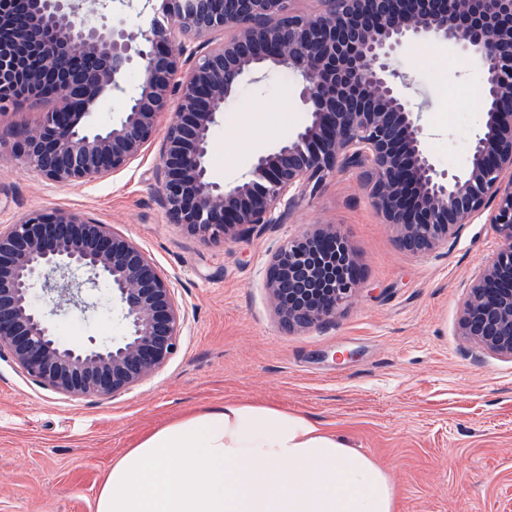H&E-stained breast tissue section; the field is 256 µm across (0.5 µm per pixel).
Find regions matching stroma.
I'll return each instance as SVG.
<instances>
[{
  "instance_id": "35a3bbf8",
  "label": "stroma",
  "mask_w": 512,
  "mask_h": 512,
  "mask_svg": "<svg viewBox=\"0 0 512 512\" xmlns=\"http://www.w3.org/2000/svg\"><path fill=\"white\" fill-rule=\"evenodd\" d=\"M146 0H81L93 22L152 17ZM391 66L421 116L439 169H462L482 122L476 60L421 39ZM307 121L296 79L267 64L247 72L217 117L214 181L244 177L258 155ZM125 169L87 185L43 181L0 161V225L34 209L84 212L138 244L174 286L186 320L176 353L110 400L42 388L0 354V512H91L112 462L146 432L231 401L287 408L376 460L402 512H512V360L461 333L460 307L498 237L475 220L447 248L404 250L357 170L338 172L284 223L219 244L167 223L157 194L161 132ZM312 224L336 228L361 272L354 303L332 322L285 330L264 288L272 254Z\"/></svg>"
}]
</instances>
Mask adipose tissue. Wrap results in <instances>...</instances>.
<instances>
[{"instance_id": "obj_1", "label": "adipose tissue", "mask_w": 512, "mask_h": 512, "mask_svg": "<svg viewBox=\"0 0 512 512\" xmlns=\"http://www.w3.org/2000/svg\"><path fill=\"white\" fill-rule=\"evenodd\" d=\"M94 512H399V492L322 425L236 401L141 438L113 461Z\"/></svg>"}]
</instances>
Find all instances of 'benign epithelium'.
I'll return each mask as SVG.
<instances>
[{
	"instance_id": "1",
	"label": "benign epithelium",
	"mask_w": 512,
	"mask_h": 512,
	"mask_svg": "<svg viewBox=\"0 0 512 512\" xmlns=\"http://www.w3.org/2000/svg\"><path fill=\"white\" fill-rule=\"evenodd\" d=\"M291 2L172 0L166 22L136 32L122 20L88 23L79 0H28L22 19L0 5V111L63 100L14 143L11 158L48 181L87 184L137 159L172 110L158 195L168 223L204 241L279 224L352 167L414 255L448 247L484 214L500 247L469 283L461 326L512 360V0H319L310 15ZM221 30L229 36L210 46ZM416 38L449 43L480 64L487 106L460 172L436 168L391 69L393 54ZM135 58L139 79L124 117L87 130L91 106L121 88ZM183 59L192 66L180 78ZM263 63L298 77L307 123L259 156L250 179L220 185L206 164L210 132L243 75ZM360 279L344 237L316 224L276 250L265 289L281 324L306 329L348 308ZM107 305L118 311L120 335L83 345L58 336L64 319L85 321ZM184 324L171 281L108 225L55 209L0 228V352L41 387L70 398L128 392L167 364Z\"/></svg>"
}]
</instances>
